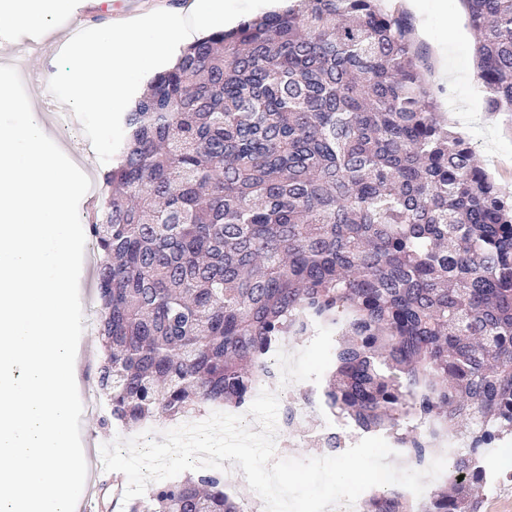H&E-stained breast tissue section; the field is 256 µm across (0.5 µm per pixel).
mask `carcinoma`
<instances>
[{
  "label": "carcinoma",
  "mask_w": 512,
  "mask_h": 512,
  "mask_svg": "<svg viewBox=\"0 0 512 512\" xmlns=\"http://www.w3.org/2000/svg\"><path fill=\"white\" fill-rule=\"evenodd\" d=\"M183 47L122 116L89 233L102 260L97 386L126 426L252 400L303 319L335 332L327 409L429 454L469 448L419 507L480 512L473 457L512 437V193L442 126L408 15L292 0ZM489 112H512V0H463ZM127 512H241L198 471Z\"/></svg>",
  "instance_id": "carcinoma-1"
}]
</instances>
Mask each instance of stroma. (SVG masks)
I'll return each mask as SVG.
<instances>
[{
	"label": "stroma",
	"instance_id": "1",
	"mask_svg": "<svg viewBox=\"0 0 512 512\" xmlns=\"http://www.w3.org/2000/svg\"><path fill=\"white\" fill-rule=\"evenodd\" d=\"M405 7L414 25V39L423 49L427 69H434L437 47L442 42L456 45L454 80L433 82L439 102L437 116L442 125L468 140L474 147L480 165L496 180L512 190V116L492 114L485 110V92L476 77V61L472 53L474 32L470 28L462 0H389ZM168 6L176 9V0H70L66 14L51 18L47 28L16 36L9 29H0V65L15 66L23 80L37 118L44 124L52 140L79 167L94 166L104 171L84 135L81 126L61 133L57 126L58 102L49 93L45 82L57 71L59 46L70 30L98 28L112 24L116 18L138 15ZM276 350L285 354L304 352L300 368L302 381L323 377L319 359L326 344L319 339L289 336ZM103 360V349L92 328H84L76 355L79 394L95 388L97 369ZM135 427H116L105 419L81 418V442L85 457L98 456L102 444L115 438L138 435Z\"/></svg>",
	"mask_w": 512,
	"mask_h": 512
}]
</instances>
